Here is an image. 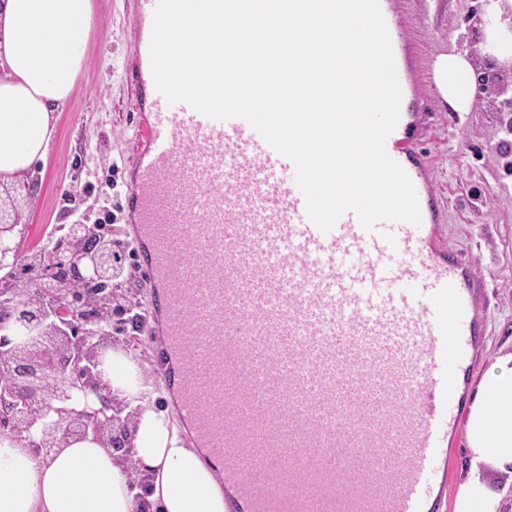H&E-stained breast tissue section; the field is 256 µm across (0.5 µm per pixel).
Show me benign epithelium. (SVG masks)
Returning a JSON list of instances; mask_svg holds the SVG:
<instances>
[{"mask_svg": "<svg viewBox=\"0 0 512 512\" xmlns=\"http://www.w3.org/2000/svg\"><path fill=\"white\" fill-rule=\"evenodd\" d=\"M19 224V211L0 208V241L11 239ZM80 239L82 247L74 251L67 264L69 279H112V253L108 245L85 225ZM0 294V330L30 331L28 336L10 340L8 375L17 382L43 387L45 373L40 362L46 349L54 353L55 367L60 373L55 384L44 387L39 399L28 400L14 388L0 390V426L25 436L27 447L35 455L55 451L64 440L91 435L103 447L128 457L130 429L120 416L121 408L111 389L101 384L94 372L98 360L93 340L87 341L89 355L72 350L68 335L60 332L61 322L34 302V290L27 284L16 283ZM19 405L26 406L25 425L6 420L7 413Z\"/></svg>", "mask_w": 512, "mask_h": 512, "instance_id": "benign-epithelium-1", "label": "benign epithelium"}]
</instances>
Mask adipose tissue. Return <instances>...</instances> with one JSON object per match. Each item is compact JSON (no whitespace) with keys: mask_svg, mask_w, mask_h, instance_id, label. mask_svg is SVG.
Wrapping results in <instances>:
<instances>
[{"mask_svg":"<svg viewBox=\"0 0 512 512\" xmlns=\"http://www.w3.org/2000/svg\"><path fill=\"white\" fill-rule=\"evenodd\" d=\"M512 0H489L486 39L492 62L512 59V34L502 21ZM94 23L92 0H0V185L18 181L45 159L53 113L71 99L84 55L74 31ZM474 70L467 55H439L433 63L438 93L456 112L470 111ZM100 377L134 411L132 456L154 477L161 512H224L214 473L185 447L171 418L124 351L102 354ZM471 468L455 512H500L501 501L482 477L490 468L512 480V352L498 356L477 384L468 416ZM127 472L93 437L73 439L47 459L24 440L0 434V512H135Z\"/></svg>","mask_w":512,"mask_h":512,"instance_id":"1","label":"adipose tissue"}]
</instances>
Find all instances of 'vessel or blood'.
<instances>
[{
	"label": "vessel or blood",
	"mask_w": 512,
	"mask_h": 512,
	"mask_svg": "<svg viewBox=\"0 0 512 512\" xmlns=\"http://www.w3.org/2000/svg\"><path fill=\"white\" fill-rule=\"evenodd\" d=\"M158 0H136L131 78L144 97L126 205L135 269L162 321V378L226 512H438L464 416L450 366L480 315L444 234L422 114L384 147L420 224L309 217L296 168L248 121L169 103L151 70ZM402 95L433 86L411 24L382 13Z\"/></svg>",
	"instance_id": "b4317fda"
}]
</instances>
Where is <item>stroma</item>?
<instances>
[{
    "label": "stroma",
    "instance_id": "stroma-1",
    "mask_svg": "<svg viewBox=\"0 0 512 512\" xmlns=\"http://www.w3.org/2000/svg\"><path fill=\"white\" fill-rule=\"evenodd\" d=\"M134 0H93L94 24L81 44L84 66L75 93L57 113L53 141L44 161L26 181L31 201L21 207L23 253L45 246L48 226L60 223V195L89 181L113 179L115 201H124L132 169L136 89L128 65L132 52L129 18ZM415 26L426 64L441 54L461 53L475 69L489 74L486 90L467 112H448L431 131L428 149L439 205L445 215L449 246L465 265L470 295L480 313L478 336L462 371L463 404L501 352L512 351V170L493 160L505 127L512 126V63L489 62L483 46L486 0H401ZM482 190L486 200L473 207L470 195ZM148 326L115 335L114 345L137 362L155 393L158 409L172 400L157 375V353L145 337ZM449 465L448 501L441 512H455V500L470 463L466 429H458Z\"/></svg>",
    "mask_w": 512,
    "mask_h": 512
}]
</instances>
